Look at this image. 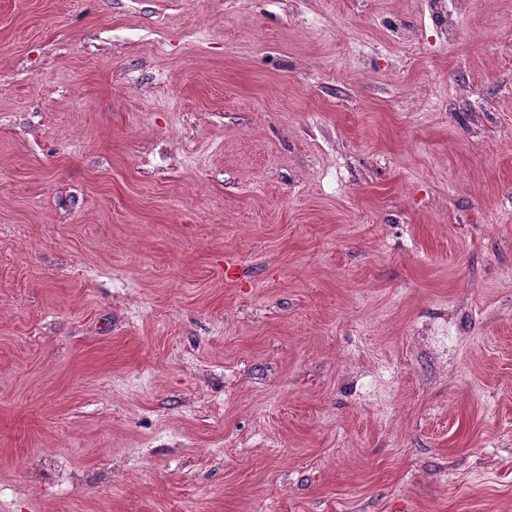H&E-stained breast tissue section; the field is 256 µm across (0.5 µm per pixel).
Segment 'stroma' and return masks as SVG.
Here are the masks:
<instances>
[{
	"label": "stroma",
	"mask_w": 512,
	"mask_h": 512,
	"mask_svg": "<svg viewBox=\"0 0 512 512\" xmlns=\"http://www.w3.org/2000/svg\"><path fill=\"white\" fill-rule=\"evenodd\" d=\"M512 0H0V512H512Z\"/></svg>",
	"instance_id": "35a3bbf8"
}]
</instances>
